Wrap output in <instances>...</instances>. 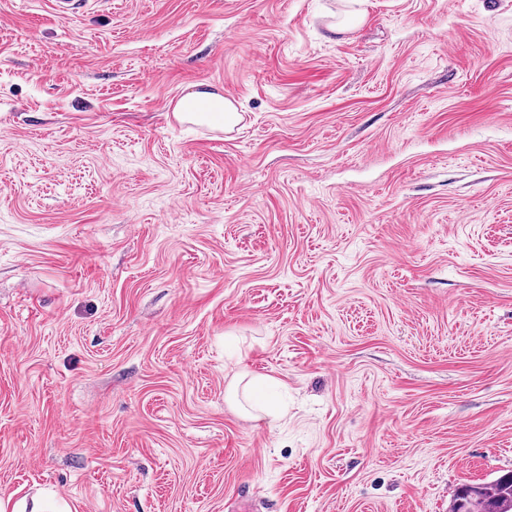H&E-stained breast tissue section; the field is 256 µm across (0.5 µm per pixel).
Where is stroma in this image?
<instances>
[{
	"label": "stroma",
	"mask_w": 512,
	"mask_h": 512,
	"mask_svg": "<svg viewBox=\"0 0 512 512\" xmlns=\"http://www.w3.org/2000/svg\"><path fill=\"white\" fill-rule=\"evenodd\" d=\"M347 8L0 0V494L448 512L512 470V0ZM186 113H190L198 123L222 129L233 127L241 120L232 101L210 91H196L180 98L174 107V114L184 120L187 119ZM268 383L267 378L242 374L227 385L224 400L251 421L273 427L283 418L284 413L273 404L259 401L254 397L255 392Z\"/></svg>",
	"instance_id": "35a3bbf8"
}]
</instances>
